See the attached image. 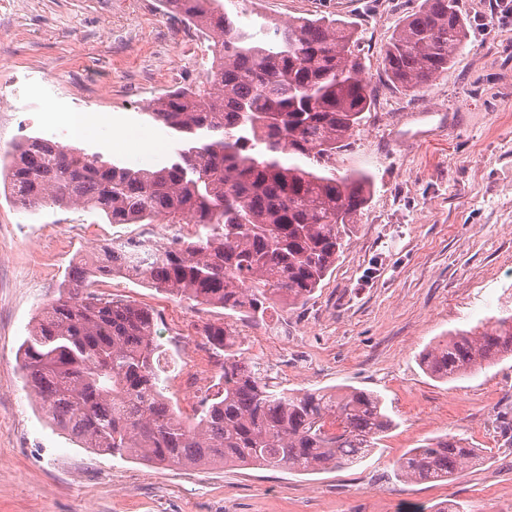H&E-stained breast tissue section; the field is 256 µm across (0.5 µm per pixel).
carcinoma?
Returning <instances> with one entry per match:
<instances>
[{
    "mask_svg": "<svg viewBox=\"0 0 512 512\" xmlns=\"http://www.w3.org/2000/svg\"><path fill=\"white\" fill-rule=\"evenodd\" d=\"M206 36L218 61L203 86L152 99L146 115L185 138L154 171L108 164L43 137L13 146L9 185L26 210L80 204L111 224L172 230L153 252L100 248L79 260L19 347L26 385L54 426L99 453L167 467L210 464L310 474L362 461L391 429L380 396L293 391L240 359L225 326L205 336L223 353L218 390L184 419L166 402L150 310L95 290L121 275L173 297L264 319L277 304L309 300L367 202L368 175H340L330 160L370 110L356 31L298 17L255 39L220 0H160ZM467 39L457 0H422L388 41L383 68L417 93L448 71ZM512 356V315L480 333L442 337L426 370L458 379ZM480 459L463 438L408 450L406 481H448Z\"/></svg>",
    "mask_w": 512,
    "mask_h": 512,
    "instance_id": "cac0c4a2",
    "label": "carcinoma"
}]
</instances>
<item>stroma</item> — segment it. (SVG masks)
Returning a JSON list of instances; mask_svg holds the SVG:
<instances>
[{
	"instance_id": "35a3bbf8",
	"label": "stroma",
	"mask_w": 512,
	"mask_h": 512,
	"mask_svg": "<svg viewBox=\"0 0 512 512\" xmlns=\"http://www.w3.org/2000/svg\"><path fill=\"white\" fill-rule=\"evenodd\" d=\"M245 23L329 16L353 22L374 101L338 172L372 176L366 205L311 299L264 320L169 297L120 276L113 298L152 310L164 394L182 387L211 325L243 359L294 390L380 395L394 426L361 462L314 474L155 467L100 455L53 427L26 387L17 351L73 263L141 225L75 205L22 210L6 178L13 144L45 137L132 169L172 159L171 130L147 101L197 83L204 60L158 0H0V512H512V358L438 381L420 355L455 330L512 315V17L503 0H458L466 44L447 73L404 93L382 67L393 31L422 0H222ZM158 152H137L139 137ZM446 433L481 460L445 482L411 483L396 460Z\"/></svg>"
}]
</instances>
